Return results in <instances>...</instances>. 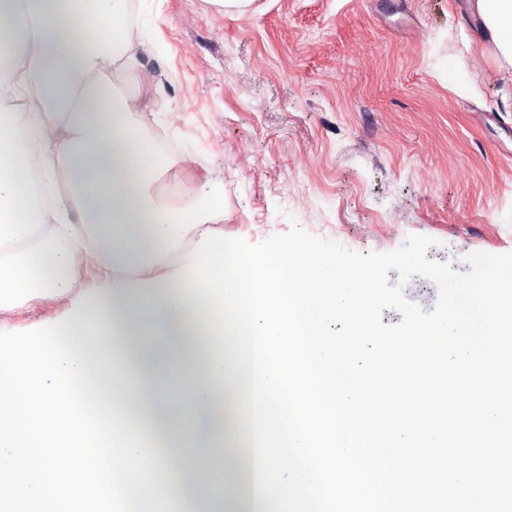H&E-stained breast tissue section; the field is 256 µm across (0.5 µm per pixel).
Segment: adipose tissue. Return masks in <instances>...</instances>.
Listing matches in <instances>:
<instances>
[{"label":"adipose tissue","instance_id":"adipose-tissue-1","mask_svg":"<svg viewBox=\"0 0 512 512\" xmlns=\"http://www.w3.org/2000/svg\"><path fill=\"white\" fill-rule=\"evenodd\" d=\"M130 0H0L13 20L1 49L0 90L22 106L0 114V310L70 293L76 258L95 270L92 288L67 320L93 365L120 382L110 397L147 427L156 412L181 466L155 480V500L182 495V473L197 490L198 512H237L235 495L209 487L198 437L182 428L219 401L231 367L212 353L209 317L193 286L191 247L224 219L221 186L204 179L173 206L151 188L173 158L154 154L139 122L137 97L118 95L104 76L116 61L132 63L124 24ZM499 57L512 66V0H475ZM37 151L39 184L20 177L19 161ZM136 267V281L120 276Z\"/></svg>","mask_w":512,"mask_h":512}]
</instances>
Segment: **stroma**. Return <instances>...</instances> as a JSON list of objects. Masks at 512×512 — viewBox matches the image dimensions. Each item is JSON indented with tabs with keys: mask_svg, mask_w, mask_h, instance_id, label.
Returning a JSON list of instances; mask_svg holds the SVG:
<instances>
[{
	"mask_svg": "<svg viewBox=\"0 0 512 512\" xmlns=\"http://www.w3.org/2000/svg\"><path fill=\"white\" fill-rule=\"evenodd\" d=\"M134 67L144 134L183 141L158 192L224 185L218 235L261 242L297 221L357 252L411 234L428 259L469 271L512 252V70L480 36L469 0H140ZM470 45H463V38ZM470 81L479 99L460 97ZM0 311V332L72 312L87 288Z\"/></svg>",
	"mask_w": 512,
	"mask_h": 512,
	"instance_id": "1",
	"label": "stroma"
}]
</instances>
